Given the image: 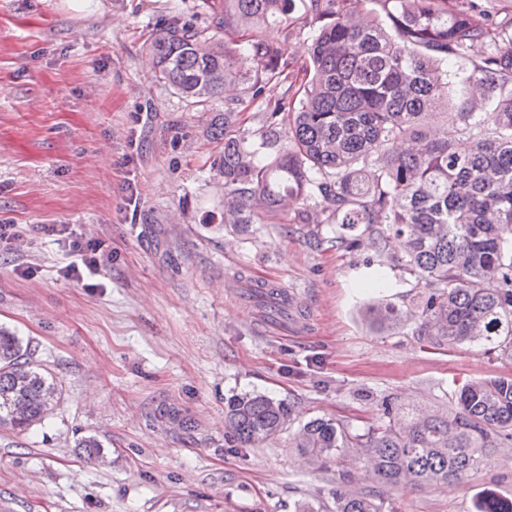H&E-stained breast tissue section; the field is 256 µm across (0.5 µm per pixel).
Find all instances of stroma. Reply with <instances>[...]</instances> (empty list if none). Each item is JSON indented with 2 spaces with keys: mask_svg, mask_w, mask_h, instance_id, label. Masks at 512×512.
Listing matches in <instances>:
<instances>
[{
  "mask_svg": "<svg viewBox=\"0 0 512 512\" xmlns=\"http://www.w3.org/2000/svg\"><path fill=\"white\" fill-rule=\"evenodd\" d=\"M202 25L180 0H0V327L60 390L19 432L0 426V512H335L337 489L375 490L381 512H476L512 500V447L463 483L386 488L345 448L319 461L294 446L310 419L385 423L383 402L447 410L455 380L512 378L477 344L438 349L427 293L373 245L336 247L330 224L224 221L217 99L181 98L148 59L167 22ZM289 62L310 25L268 28ZM104 240L93 286L63 274L70 235ZM384 271L388 287L373 280ZM294 296L306 322L275 332L238 282ZM294 402L275 439L242 448L229 397ZM96 437L102 457L80 456Z\"/></svg>",
  "mask_w": 512,
  "mask_h": 512,
  "instance_id": "obj_1",
  "label": "stroma"
}]
</instances>
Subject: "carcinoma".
<instances>
[{
  "instance_id": "carcinoma-1",
  "label": "carcinoma",
  "mask_w": 512,
  "mask_h": 512,
  "mask_svg": "<svg viewBox=\"0 0 512 512\" xmlns=\"http://www.w3.org/2000/svg\"><path fill=\"white\" fill-rule=\"evenodd\" d=\"M362 19L336 0H200L206 25L172 23L149 51L157 73L182 98L205 104L231 91L265 102L268 124L248 133L224 109L219 168L228 192L224 223L271 224L290 196L304 195L302 224L336 225V247L366 236L395 266L429 289L421 315L437 348L481 344L512 359V30L474 0H371ZM311 16L312 52L297 102L272 98L289 79L284 45L264 30L285 28L297 7ZM485 55L464 78L451 123L427 120L453 104L451 65L473 43ZM287 125L280 127V116ZM488 279L500 287L485 288ZM57 384L12 332L0 330V423L25 430L44 419ZM23 411L15 413L14 406ZM294 406L265 393L227 400L234 440L273 438ZM388 423L352 430L314 418L295 447L315 458L357 448L394 488L463 483L512 446V378L464 382L446 413L384 406ZM336 512H380L376 493L336 490ZM477 512H512L485 498Z\"/></svg>"
}]
</instances>
